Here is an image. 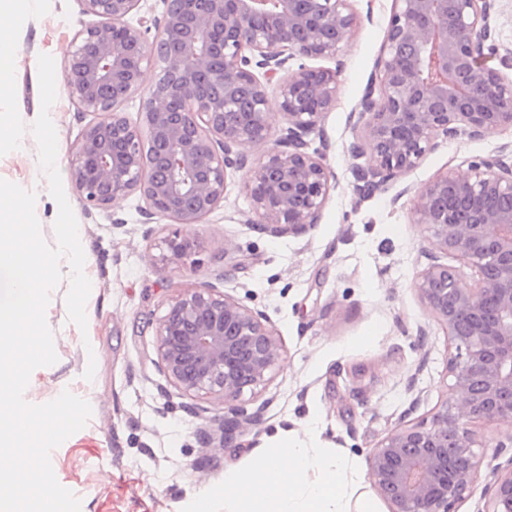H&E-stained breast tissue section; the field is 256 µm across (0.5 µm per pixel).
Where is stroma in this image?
Instances as JSON below:
<instances>
[{
    "label": "stroma",
    "instance_id": "1",
    "mask_svg": "<svg viewBox=\"0 0 512 512\" xmlns=\"http://www.w3.org/2000/svg\"><path fill=\"white\" fill-rule=\"evenodd\" d=\"M24 27L13 39L15 60L0 113H12L18 133L0 140V180L36 195L35 213L48 244H55L58 206L38 163L30 131L41 110L37 60L53 57L57 99L50 115L57 133V166L63 189L82 227L97 280L86 302V329L68 318L70 284L52 290L46 320L54 335L58 370L35 369L25 399L43 404L62 391L88 401L84 428L55 448L51 463L58 482L81 501L80 512H194L209 497L211 512H224V473L246 467L259 448L289 439L327 454L343 452L367 466L371 448L397 425L413 397L421 404L410 420L430 423L451 393L448 360L455 349L445 329L420 301L414 283L429 265L460 269L465 283L474 268L439 253L427 225L411 213L415 192L438 174L466 173L470 162L512 147V129L462 134L441 141L419 165L391 182L385 192L358 200L353 194L358 159L351 114L377 80L379 57L391 14V0H352L354 39L337 59H309V68L338 70L339 94L308 137L325 147L334 175L321 219L307 234L274 235L248 222V172L233 173L225 198L195 224L157 215L145 218V202L133 194L106 209L88 205L70 171L85 126L83 113L65 91L67 58L82 33L101 24L82 0H29ZM175 233L198 237L203 247L184 264L158 271L152 263L158 243ZM234 240L233 260L241 268L226 282L227 294L262 311L277 330L284 351L265 385L244 400L266 402L258 446L249 437L222 448L201 449L202 419L189 413L190 398L165 388L157 367V321L180 289L212 280L224 267V242ZM426 340H419L418 328ZM93 379H86L88 364ZM207 416L223 415L221 403L198 400ZM474 451L477 477L454 512H482L492 472L506 466L498 441L512 435V422L481 421Z\"/></svg>",
    "mask_w": 512,
    "mask_h": 512
}]
</instances>
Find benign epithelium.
I'll use <instances>...</instances> for the list:
<instances>
[{"mask_svg":"<svg viewBox=\"0 0 512 512\" xmlns=\"http://www.w3.org/2000/svg\"><path fill=\"white\" fill-rule=\"evenodd\" d=\"M107 19L86 29L69 53L65 89L82 111L105 114L88 124L71 160L77 189L106 209L139 194L143 214L195 224L222 200L228 176L246 167L248 223L274 234L312 230L334 175L307 137L335 106L337 72L295 70L288 61L334 58L356 32L351 0H164L160 24L129 16L141 0H83ZM491 0H392L391 17L370 85L352 113L353 193L366 199L413 170L439 140L512 128V51L488 43ZM153 38H148L151 29ZM500 55L501 68L482 63ZM159 69L146 82L150 67ZM277 82L286 132L271 139L267 86ZM142 93L133 124L116 111ZM264 149L249 166L248 150ZM416 223L437 248L474 267L465 286L456 268L434 262L415 288L447 331L456 354L452 393L431 425L396 428L368 458L372 486L390 512H454L476 478L470 424L512 420V164L500 156L470 162L417 191ZM154 258L166 270L201 248L198 238H163ZM237 264L217 282L183 288L156 326L159 371L181 394L224 406L207 420L220 445L256 433L267 403L240 401L269 380L283 344L259 310L222 291ZM484 512H512V457L485 486Z\"/></svg>","mask_w":512,"mask_h":512,"instance_id":"obj_1","label":"benign epithelium"}]
</instances>
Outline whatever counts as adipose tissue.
<instances>
[{"label": "adipose tissue", "instance_id": "adipose-tissue-1", "mask_svg": "<svg viewBox=\"0 0 512 512\" xmlns=\"http://www.w3.org/2000/svg\"><path fill=\"white\" fill-rule=\"evenodd\" d=\"M363 473L343 455L285 444L224 474V512H375Z\"/></svg>", "mask_w": 512, "mask_h": 512}]
</instances>
